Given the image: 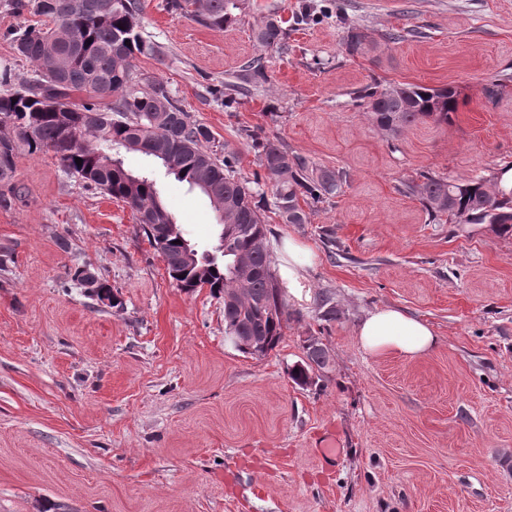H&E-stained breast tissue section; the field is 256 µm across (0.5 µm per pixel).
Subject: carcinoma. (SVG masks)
<instances>
[{
  "mask_svg": "<svg viewBox=\"0 0 512 512\" xmlns=\"http://www.w3.org/2000/svg\"><path fill=\"white\" fill-rule=\"evenodd\" d=\"M13 10L39 17L24 20L13 33L19 58L34 67L30 78L0 73V183L15 176V158L53 152L66 175L102 190L127 204L146 238L163 257L170 278L185 292L208 287L224 300V334L241 337L237 350L258 339L266 351L281 342L286 327L285 302L272 270L264 210L256 193L238 176L236 152L214 149L209 128L185 110L167 82L139 78L134 61L155 58L159 47L142 31L141 0H11ZM168 11L208 28L222 29L231 21L235 0H166ZM262 47L288 42L282 21L268 18L253 30ZM130 44H125V41ZM225 84L224 107L248 92L249 84L266 80L264 58H253ZM358 91L370 121L391 136L425 121L448 124L458 110L453 86L430 88L394 84ZM83 94L80 102L75 94ZM256 150L275 213L285 224H306L305 207L332 199L345 183L343 173L317 168L305 157L262 136L242 130ZM136 152L154 160L164 175L199 190L216 212L217 243L186 254L181 228L163 203L157 172L134 173L113 157L116 151ZM82 159L78 165L75 158ZM434 222H453L448 205L464 210L469 224H494L497 234H512V188L502 173L491 172L468 181L419 173L408 185ZM88 289L110 307L122 302L104 282ZM328 364L319 342L305 346V359L289 369L302 387Z\"/></svg>",
  "mask_w": 512,
  "mask_h": 512,
  "instance_id": "obj_1",
  "label": "carcinoma"
}]
</instances>
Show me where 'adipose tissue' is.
Segmentation results:
<instances>
[{"mask_svg":"<svg viewBox=\"0 0 512 512\" xmlns=\"http://www.w3.org/2000/svg\"><path fill=\"white\" fill-rule=\"evenodd\" d=\"M315 261L316 255L307 243L294 237L284 240L278 274L282 287L296 303L303 304L311 299L307 270ZM356 336L363 350L371 356L394 355L405 360L427 354L437 341L428 323L395 307L369 312L360 322Z\"/></svg>","mask_w":512,"mask_h":512,"instance_id":"ef3b65f1","label":"adipose tissue"}]
</instances>
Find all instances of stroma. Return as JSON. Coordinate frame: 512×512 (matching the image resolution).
Returning <instances> with one entry per match:
<instances>
[{
  "label": "stroma",
  "mask_w": 512,
  "mask_h": 512,
  "mask_svg": "<svg viewBox=\"0 0 512 512\" xmlns=\"http://www.w3.org/2000/svg\"><path fill=\"white\" fill-rule=\"evenodd\" d=\"M142 3L163 55L137 72L167 81L242 177L257 166L239 130L259 126L346 182L305 224L264 197L271 253L292 236L317 262L310 302L287 303L280 344L256 358L225 342L223 300L177 288L128 205L53 153L20 152L0 204V512H512V235L431 223L405 191L422 171L512 166V0H243L221 30ZM270 15L287 49L254 41ZM20 22L0 0V70L27 77ZM350 28L365 36L352 54ZM256 55L266 81L225 108V83ZM398 83L456 86L453 122L373 126L356 91ZM160 190L185 237L211 245L208 199L171 176ZM80 267L123 308L90 298ZM386 306L429 322L436 347L365 353L355 330ZM311 337L329 363L303 388L288 369Z\"/></svg>",
  "instance_id": "1"
}]
</instances>
